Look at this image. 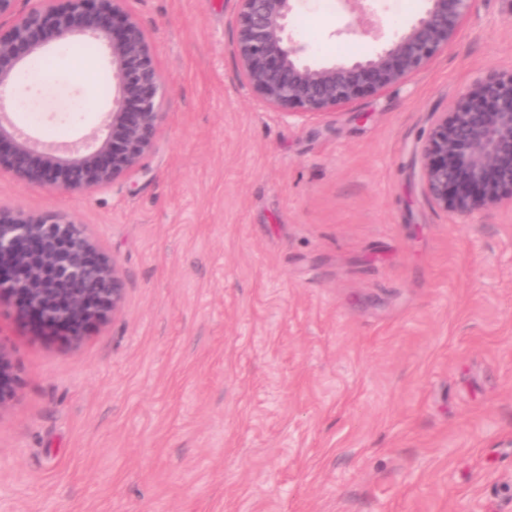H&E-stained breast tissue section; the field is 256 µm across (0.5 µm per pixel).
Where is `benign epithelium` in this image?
Segmentation results:
<instances>
[{
	"mask_svg": "<svg viewBox=\"0 0 512 512\" xmlns=\"http://www.w3.org/2000/svg\"><path fill=\"white\" fill-rule=\"evenodd\" d=\"M16 0H0V91L20 66L52 39L104 43L116 93L105 134L79 143H47L17 128L0 99V172L56 192L92 190L133 169L154 146L165 78L146 32L124 0H37L24 15ZM233 53L241 84L266 106L306 123L367 94L404 83L448 49L477 0H426L422 12L390 44L361 61L321 65L303 60L305 46L288 32L297 0H237ZM341 32L371 37L380 21L371 0H343ZM430 202L459 217L512 203V70L479 78L436 118L416 148ZM16 297L48 328L73 344L92 323L122 314L126 288L120 264L85 227L55 212L0 207V295ZM16 393L13 365L0 345V407Z\"/></svg>",
	"mask_w": 512,
	"mask_h": 512,
	"instance_id": "1",
	"label": "benign epithelium"
}]
</instances>
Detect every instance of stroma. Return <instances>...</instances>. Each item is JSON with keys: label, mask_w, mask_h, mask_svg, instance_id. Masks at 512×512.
Here are the masks:
<instances>
[{"label": "stroma", "mask_w": 512, "mask_h": 512, "mask_svg": "<svg viewBox=\"0 0 512 512\" xmlns=\"http://www.w3.org/2000/svg\"><path fill=\"white\" fill-rule=\"evenodd\" d=\"M423 0H299L310 59H363ZM166 78L161 131L108 186L0 174V205L53 211L116 258L122 314L84 339L0 297L18 388L0 410V512H512V205L436 209L416 146L486 72L512 69V7L477 0L403 84L300 123L239 80L236 0H126ZM20 70L14 122L74 142L112 105L66 66ZM347 6L348 20L340 33L356 37H371L378 30L380 21L373 19L371 0H343Z\"/></svg>", "instance_id": "obj_1"}]
</instances>
